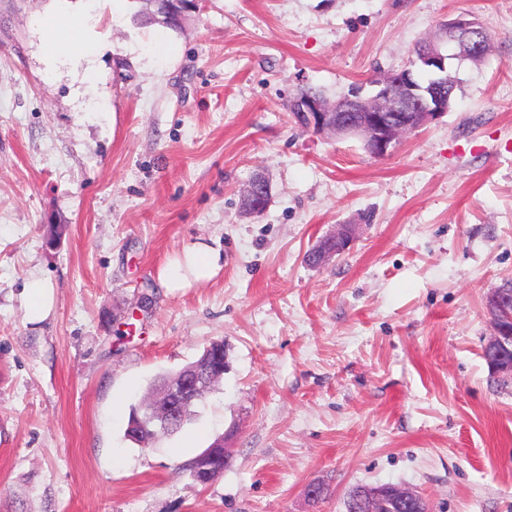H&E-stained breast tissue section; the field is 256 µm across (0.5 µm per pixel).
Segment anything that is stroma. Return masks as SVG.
<instances>
[{"mask_svg":"<svg viewBox=\"0 0 512 512\" xmlns=\"http://www.w3.org/2000/svg\"><path fill=\"white\" fill-rule=\"evenodd\" d=\"M84 9L108 44L91 82L48 63L38 26ZM155 12L0 0V512H345L385 483L432 512H512V386L482 357L487 298L512 280V0H195L177 28ZM461 14L491 53L387 156L292 122L298 88L372 93ZM257 175L271 198L250 216ZM341 224L349 249L307 265ZM196 243L221 271L164 288ZM35 275L53 304L32 324ZM218 340L228 368L184 427L126 437L159 377ZM220 438L232 463L199 485L186 465ZM270 196L269 182L259 176L253 186H247L242 194L243 209L248 214H256L266 208ZM264 210L260 211L261 214ZM257 214V215H258Z\"/></svg>","mask_w":512,"mask_h":512,"instance_id":"35a3bbf8","label":"stroma"}]
</instances>
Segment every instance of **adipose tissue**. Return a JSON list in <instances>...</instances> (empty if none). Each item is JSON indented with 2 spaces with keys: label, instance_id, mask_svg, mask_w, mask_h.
<instances>
[{
  "label": "adipose tissue",
  "instance_id": "ef3b65f1",
  "mask_svg": "<svg viewBox=\"0 0 512 512\" xmlns=\"http://www.w3.org/2000/svg\"><path fill=\"white\" fill-rule=\"evenodd\" d=\"M45 43L51 62L91 61L102 53L103 42L88 38L89 19L85 16L62 15L42 19ZM219 251L205 244L186 248L182 255L163 269L159 278L164 287L188 288L211 279L221 269Z\"/></svg>",
  "mask_w": 512,
  "mask_h": 512
}]
</instances>
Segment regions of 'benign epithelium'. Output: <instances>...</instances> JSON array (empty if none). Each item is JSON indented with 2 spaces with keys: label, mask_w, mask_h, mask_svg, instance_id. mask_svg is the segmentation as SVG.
<instances>
[{
  "label": "benign epithelium",
  "mask_w": 512,
  "mask_h": 512,
  "mask_svg": "<svg viewBox=\"0 0 512 512\" xmlns=\"http://www.w3.org/2000/svg\"><path fill=\"white\" fill-rule=\"evenodd\" d=\"M484 27L473 19L459 16L440 24L437 33L415 51L413 65L430 73L431 86L422 88L415 81L414 71L406 68L392 72L375 84L370 96L354 92L335 103L301 97L295 100L293 117L296 125L318 133L364 138L366 151L384 157L392 144L406 132L419 129L450 111L452 91L448 90V68L451 61L461 65L477 62L483 54ZM270 196L269 182L259 176L242 194L243 209L256 214L266 208ZM355 238L353 226L341 224L322 239L314 251L323 264L341 254ZM487 313L493 335L484 346L488 351L490 369L498 379L512 381V346L508 344L512 324V292L495 289L488 297ZM195 372L182 373L169 381L159 399L145 407L144 420L133 426L151 424L164 428L205 395V389L218 375L211 371L213 354ZM373 500L392 498L412 506L416 512H429L427 500L416 490L399 484H384L367 490Z\"/></svg>",
  "instance_id": "obj_1"
}]
</instances>
